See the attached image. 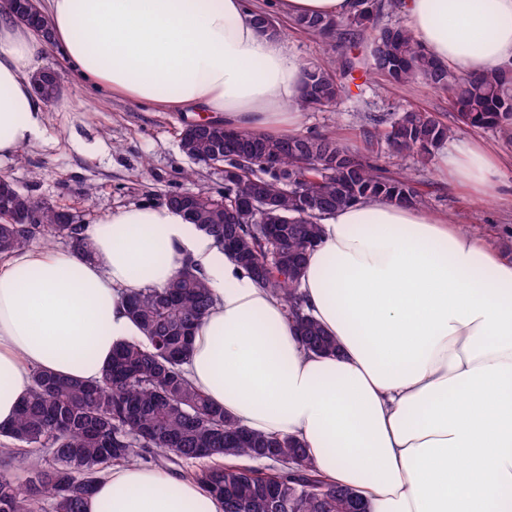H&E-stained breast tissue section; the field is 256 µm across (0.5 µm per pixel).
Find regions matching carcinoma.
<instances>
[{"label": "carcinoma", "instance_id": "carcinoma-1", "mask_svg": "<svg viewBox=\"0 0 512 512\" xmlns=\"http://www.w3.org/2000/svg\"><path fill=\"white\" fill-rule=\"evenodd\" d=\"M372 20L365 0H357L349 17L306 16L295 24L321 38L353 42ZM368 52L371 68L392 84L423 80L448 90L459 123L512 135V64L456 75L427 55L404 25L377 30ZM354 70L346 57L334 76L319 66L304 68L301 106L337 104ZM43 84V100L60 98L54 74H46ZM453 132L433 113L409 109L382 137L396 150L411 148L425 157ZM238 135L255 142V155L241 157L217 122L184 139L181 150L188 158L234 170L224 192L197 193L199 209L188 222L286 304L302 346L333 355L336 340L305 311L300 291L307 255L320 242L322 217L376 199L414 205L418 192L406 177L377 175L366 157L330 135ZM262 184L276 185L277 195L270 214L257 222L240 210ZM0 212L10 215L0 219V254L37 239H63L78 254L88 251L86 225L21 190L7 175H0ZM212 304L201 272L186 262L163 287L128 298L141 336L112 349L99 380L34 372L14 423L0 428V512H84L85 497L106 469L147 463L160 454L222 498L224 512H366L355 489L327 482L301 440L245 429L190 383L185 364L193 333ZM242 459L266 467L244 465Z\"/></svg>", "mask_w": 512, "mask_h": 512}]
</instances>
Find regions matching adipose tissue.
<instances>
[{"mask_svg": "<svg viewBox=\"0 0 512 512\" xmlns=\"http://www.w3.org/2000/svg\"><path fill=\"white\" fill-rule=\"evenodd\" d=\"M354 0H276L282 17H342ZM39 36L0 7V163L38 136L32 76L58 49L84 82L164 112H204L271 137L297 131L303 67L260 34L247 0H43ZM422 49L460 74L512 60V0H404ZM446 167L477 198L496 159L460 148ZM90 252L0 257V427L33 370L97 380L139 334L129 294L200 268L214 304L188 377L244 427L303 441L368 512H512V261L447 216L384 200L321 220L300 290L337 352L306 351L284 304L182 211L142 204L87 227ZM85 512H224L193 481L109 470Z\"/></svg>", "mask_w": 512, "mask_h": 512, "instance_id": "obj_1", "label": "adipose tissue"}]
</instances>
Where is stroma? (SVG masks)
Returning <instances> with one entry per match:
<instances>
[{
	"label": "stroma",
	"mask_w": 512,
	"mask_h": 512,
	"mask_svg": "<svg viewBox=\"0 0 512 512\" xmlns=\"http://www.w3.org/2000/svg\"><path fill=\"white\" fill-rule=\"evenodd\" d=\"M277 25L291 55L301 64L335 71L336 62L355 57V87L337 105L303 110L299 134H328L362 152L386 176L411 179L421 208L442 212L456 224L491 237L499 252L512 259V139L492 129L456 123L447 91L415 81L389 84L369 64L366 41L356 46L324 40L281 18ZM45 65L57 68L64 83L61 98L49 105L43 132L18 159L0 167L22 190L72 210L82 222L135 204H159L174 191L217 192L224 188L222 171L193 164L180 150L188 114L159 112L93 88L64 64L59 52ZM435 113L454 125L455 135L429 161L415 152L398 154L386 144L367 140L370 117L391 123L409 108ZM467 143H479L500 158L495 196L478 200L468 187L447 175V154ZM193 178H186V171Z\"/></svg>",
	"instance_id": "obj_1"
}]
</instances>
